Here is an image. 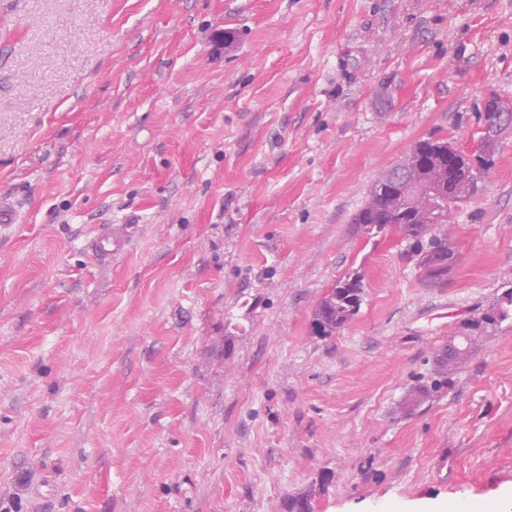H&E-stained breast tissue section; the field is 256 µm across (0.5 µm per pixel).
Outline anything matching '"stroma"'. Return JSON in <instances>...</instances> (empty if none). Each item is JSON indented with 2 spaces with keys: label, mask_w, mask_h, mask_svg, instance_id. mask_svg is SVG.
Instances as JSON below:
<instances>
[{
  "label": "stroma",
  "mask_w": 512,
  "mask_h": 512,
  "mask_svg": "<svg viewBox=\"0 0 512 512\" xmlns=\"http://www.w3.org/2000/svg\"><path fill=\"white\" fill-rule=\"evenodd\" d=\"M512 102V0H0V506L414 512L512 491V130L424 278L353 217ZM115 227L111 260L88 247ZM359 312L316 335L338 279ZM510 315L512 318V290L505 294L503 300H500L496 304L492 305L475 321L481 324L483 320H486L492 325L493 329H495L501 325V323L508 320Z\"/></svg>",
  "instance_id": "35a3bbf8"
}]
</instances>
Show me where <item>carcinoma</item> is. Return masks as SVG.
<instances>
[{
    "label": "carcinoma",
    "mask_w": 512,
    "mask_h": 512,
    "mask_svg": "<svg viewBox=\"0 0 512 512\" xmlns=\"http://www.w3.org/2000/svg\"><path fill=\"white\" fill-rule=\"evenodd\" d=\"M416 148L432 160L436 177L448 182V193L456 205L477 193L478 181L483 179L494 164L495 148L493 147L477 154L461 157L457 168L448 164V142L446 141L422 140L416 144ZM353 223L370 224L379 232L392 226L408 238L429 236L427 249L418 253L419 266L424 268L425 277L429 280L442 277V274L435 270L426 268L430 253L448 246V236L437 232L443 222L435 216L431 196L421 195L412 210L401 213L396 209L395 200L372 188L365 204L355 214ZM336 287L339 288L336 299L330 300L326 297L321 299L314 312L313 326L320 336H331L336 333L357 314L361 305L363 293L361 274L344 277L337 281ZM511 317L512 290L505 294L503 300L488 308L476 319V322L480 324L486 320L496 328Z\"/></svg>",
    "instance_id": "1"
}]
</instances>
